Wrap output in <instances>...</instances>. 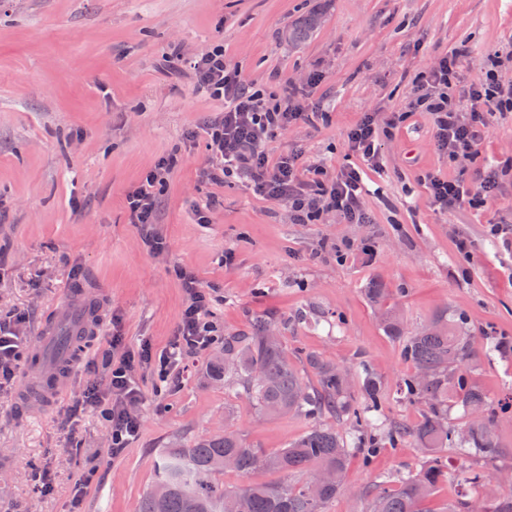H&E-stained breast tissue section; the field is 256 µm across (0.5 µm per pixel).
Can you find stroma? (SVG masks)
Segmentation results:
<instances>
[{
	"instance_id": "stroma-1",
	"label": "stroma",
	"mask_w": 512,
	"mask_h": 512,
	"mask_svg": "<svg viewBox=\"0 0 512 512\" xmlns=\"http://www.w3.org/2000/svg\"><path fill=\"white\" fill-rule=\"evenodd\" d=\"M313 13L321 17L316 32L288 44L283 31ZM216 45L228 71L268 93L321 74L309 102L325 119L277 134L267 144L272 156L299 150L333 175L360 162L347 131L363 113L380 126L404 114L379 137V170L364 176L371 223L349 224L329 210L320 223L297 224L286 205L244 180H201L211 152L198 129L224 103L197 88L184 62ZM461 46L464 80L492 58L511 84L512 0H0V314L25 313L22 330L35 336L72 282L106 304L89 357L116 332L124 349L147 341L158 352L185 305L175 276L185 267L203 286H219L221 335L247 333L262 318L279 329L289 360L319 352L344 367L366 361L385 392L383 416L414 424L421 407L398 390L413 368L367 300L370 282L393 290L407 331L448 308L467 314L476 345L489 330L512 338V248L488 232L512 228V112L489 116L476 154L464 158L437 152L429 115L411 109L416 75ZM175 49L182 61H170ZM168 155L177 162L155 224L165 248L153 253L129 222L126 195ZM490 165L508 172L487 205L429 207L426 176L471 181ZM205 204L210 221L200 224L195 209ZM462 236L473 243L468 262L455 249ZM211 356L199 354L165 387L153 368L136 370L141 431L116 456L105 425L80 403L87 365L59 404L30 411L16 402L31 371L19 364L0 386V456L12 459L0 471V512H68L75 483L92 468L81 512H138L159 449L230 429L275 450L311 427L305 417H261L237 389L211 379ZM471 379L496 401L512 391V355L476 356ZM497 431L502 462L449 452L448 480L431 508L465 493L461 476L471 469L512 486V418ZM416 463L409 447L383 449L369 465L351 458L350 489L327 512H366L359 489ZM43 472L45 494L36 482Z\"/></svg>"
}]
</instances>
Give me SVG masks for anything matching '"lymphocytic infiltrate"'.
<instances>
[{
  "mask_svg": "<svg viewBox=\"0 0 512 512\" xmlns=\"http://www.w3.org/2000/svg\"><path fill=\"white\" fill-rule=\"evenodd\" d=\"M467 56L458 48L443 56L436 67L421 74L414 87V110L428 113L434 128L437 150L470 154L480 145L490 114L512 112V84L500 83L493 70H485L468 87H460L455 74ZM197 84L214 97L223 99L224 114L205 129L214 159L204 168L203 177L221 183L238 176L246 179L254 192L264 199L287 205L295 223L314 224L324 211L333 210L350 224H365L369 216L362 202L365 167H378L379 129L372 115H363L348 132V144L361 158L358 166H347L336 175H327L323 167H306L302 153L272 157L266 145L279 131L302 123L316 124L320 115L297 105L299 90L286 85L281 96H265L263 91L228 72L224 50L216 47L187 62ZM470 104L469 117H462L460 101ZM170 162L159 159L141 184L127 196L131 223L147 231L153 224L158 197L163 191ZM498 169L489 167L480 173L477 184L438 175L427 179L428 202L435 209L486 205L496 194ZM154 249L161 243L155 236L146 238ZM176 275L186 296L172 341L165 352L153 354L150 346L135 352L121 348V337H113L100 354L107 386L93 381L83 391L82 401L105 423L113 454H120L140 432V420L131 407L139 399L134 372L142 364L157 363L161 376L170 369L186 366L188 359L216 343L218 328L212 320L210 296L199 279L180 269Z\"/></svg>",
  "mask_w": 512,
  "mask_h": 512,
  "instance_id": "f902f5d3",
  "label": "lymphocytic infiltrate"
}]
</instances>
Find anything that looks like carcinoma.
Listing matches in <instances>:
<instances>
[{
	"mask_svg": "<svg viewBox=\"0 0 512 512\" xmlns=\"http://www.w3.org/2000/svg\"><path fill=\"white\" fill-rule=\"evenodd\" d=\"M318 23L314 15L288 28L292 44L305 41ZM366 295L380 310L383 329L401 345L413 374L400 391L425 405L412 426L386 422L380 414L381 383L360 363L356 371L340 367L324 355L300 357L305 370L288 360L282 337L264 320L253 322L246 336L224 337V348L211 357L210 376L243 388L264 417L330 415L350 417L355 429L313 425L284 448H251L228 429L194 439L184 448L159 451L156 480L138 512H325L327 504L349 490L348 460L355 453L376 452L388 444H408L419 453L415 470L380 477L359 494L369 500L367 512H512V493L497 492L486 504L460 496L430 511L425 503L448 480V449L456 448L485 462L504 456L496 420L512 413V393L491 408L485 393L468 378L475 356L473 337L462 332L467 315L442 311L407 336L399 309L388 303L389 289L378 283ZM512 352L507 337L486 339L484 357ZM459 406L467 421L448 424V404ZM232 470L242 474L272 473L277 482L253 481L228 489L218 476Z\"/></svg>",
	"mask_w": 512,
	"mask_h": 512,
	"instance_id": "obj_1",
	"label": "carcinoma"
}]
</instances>
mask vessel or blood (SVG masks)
Instances as JSON below:
<instances>
[{"label":"vessel or blood","mask_w":512,"mask_h":512,"mask_svg":"<svg viewBox=\"0 0 512 512\" xmlns=\"http://www.w3.org/2000/svg\"><path fill=\"white\" fill-rule=\"evenodd\" d=\"M74 287H66L52 316L39 327L30 350L41 362L38 377L21 387V404L59 401L74 381V373L103 325L102 301L77 299Z\"/></svg>","instance_id":"1"}]
</instances>
